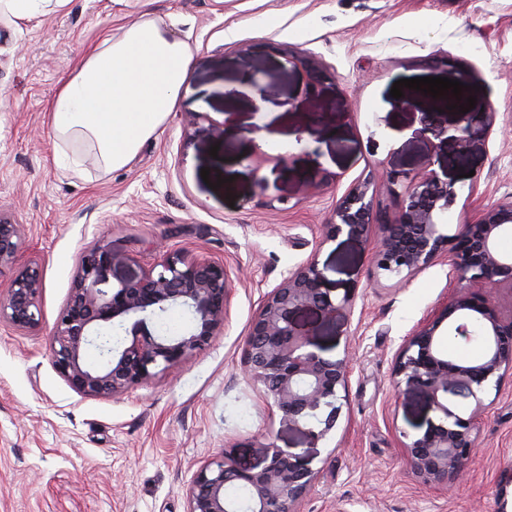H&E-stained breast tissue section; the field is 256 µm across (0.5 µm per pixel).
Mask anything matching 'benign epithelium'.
I'll return each mask as SVG.
<instances>
[{"label": "benign epithelium", "mask_w": 512, "mask_h": 512, "mask_svg": "<svg viewBox=\"0 0 512 512\" xmlns=\"http://www.w3.org/2000/svg\"><path fill=\"white\" fill-rule=\"evenodd\" d=\"M444 95L457 116L451 139L465 149L470 144V113L459 111L458 106L467 108L469 103L450 91ZM393 185L387 182L388 190L399 197L397 208L378 213L373 203L375 177L355 182L330 222L323 225L320 243L341 236L361 239L377 224L381 243L376 266L383 273L400 283L440 261L460 282L439 313L420 323L401 344L394 371L396 386L406 394L423 395L437 414L423 434L405 444L410 468L422 482L448 488L460 482L477 445L476 431L485 412L477 390L487 384L498 389L512 374V254L499 249V241L512 236V202L484 211L476 222L450 234L448 207L456 197L452 184L428 170L405 179L399 191ZM21 248L20 225L0 213V268L14 265ZM125 262L105 243L85 250L50 336L56 371L82 396L122 395L203 350L224 329L229 299L224 262L174 251L163 255L153 268L104 288L109 273ZM489 285L508 289L509 301L484 291ZM42 288L37 264L19 271L7 295L0 296V323L15 329L37 328ZM354 299L352 289L340 294L338 288L328 286L315 250L267 294L249 325L243 355L248 378L290 424L305 422L325 409L318 419V438L336 427L350 356H324L310 339L312 332L295 321V314L314 308L332 316L352 309ZM173 307L191 315L190 329L179 336H155L145 329L146 320ZM131 318L136 322L129 342L112 344L108 331L123 328ZM444 324L448 334L466 340L471 339L472 330H478L480 359L453 360L441 346ZM90 345L97 346L102 357L96 366L85 359ZM450 396L474 399L468 417L454 410ZM314 478L309 457L272 442L256 448V461L249 466L224 452L195 474L187 491L186 512H238L225 493L231 482L247 489L250 512H299Z\"/></svg>", "instance_id": "7a95c632"}]
</instances>
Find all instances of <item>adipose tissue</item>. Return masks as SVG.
<instances>
[{"label":"adipose tissue","mask_w":512,"mask_h":512,"mask_svg":"<svg viewBox=\"0 0 512 512\" xmlns=\"http://www.w3.org/2000/svg\"><path fill=\"white\" fill-rule=\"evenodd\" d=\"M70 0H0V26L16 27L64 9ZM141 21L120 39L81 49L50 106L55 159L81 175L105 176L132 162L172 112L186 83L191 52L139 0Z\"/></svg>","instance_id":"ef3b65f1"}]
</instances>
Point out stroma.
I'll return each instance as SVG.
<instances>
[{
	"label": "stroma",
	"instance_id": "1",
	"mask_svg": "<svg viewBox=\"0 0 512 512\" xmlns=\"http://www.w3.org/2000/svg\"><path fill=\"white\" fill-rule=\"evenodd\" d=\"M151 9L189 45L188 79L134 162L104 177L55 162L48 110L78 49L107 31L120 38L139 9L70 0L0 28V212L23 239L15 267L0 270V293L31 263L43 282L38 328L0 325V512H186L202 466L225 451L252 461L267 442L313 459L300 512H506L512 378L481 396L462 484L422 483L403 452L435 414L421 395L397 394L395 358L454 289L448 266L394 288L373 263L379 237L317 241L350 185L373 173L435 170L458 191L452 232L512 201V0H154ZM292 55L319 70L314 88ZM461 72L469 96L493 107L471 115L464 150L419 133L424 114L450 127L455 113L430 100L404 105L408 87L390 94L401 79ZM246 75L274 95L257 103ZM190 112L205 115L191 134ZM266 135L280 138L285 158L258 168L249 158ZM99 241L141 270L174 250L219 259L231 284L224 329L205 349L114 398L78 395L49 351L79 258ZM314 251L331 283L356 291L351 315L295 316L326 356L352 354L341 415L319 440L316 421L288 424L242 368L252 317Z\"/></svg>",
	"mask_w": 512,
	"mask_h": 512
}]
</instances>
